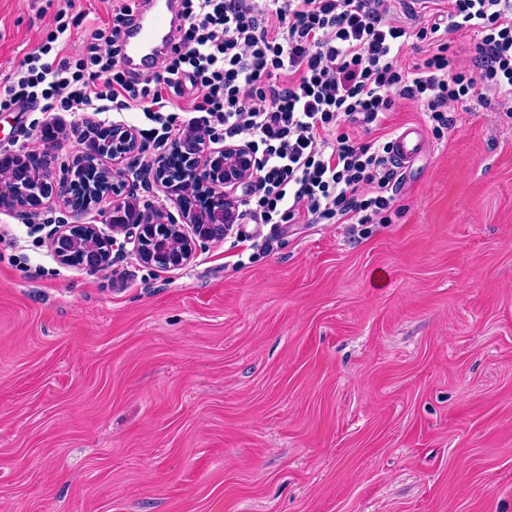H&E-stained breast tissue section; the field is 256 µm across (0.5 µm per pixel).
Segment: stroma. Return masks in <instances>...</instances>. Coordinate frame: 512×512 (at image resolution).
Masks as SVG:
<instances>
[{
	"instance_id": "stroma-1",
	"label": "stroma",
	"mask_w": 512,
	"mask_h": 512,
	"mask_svg": "<svg viewBox=\"0 0 512 512\" xmlns=\"http://www.w3.org/2000/svg\"><path fill=\"white\" fill-rule=\"evenodd\" d=\"M115 0H0V79L54 31L74 53ZM123 112H0V156L80 157ZM420 126L384 224H286L178 269L118 236L59 262L56 202L0 210V512H512V112Z\"/></svg>"
}]
</instances>
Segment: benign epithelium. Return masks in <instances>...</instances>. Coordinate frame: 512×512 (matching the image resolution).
Returning a JSON list of instances; mask_svg holds the SVG:
<instances>
[{
    "label": "benign epithelium",
    "mask_w": 512,
    "mask_h": 512,
    "mask_svg": "<svg viewBox=\"0 0 512 512\" xmlns=\"http://www.w3.org/2000/svg\"><path fill=\"white\" fill-rule=\"evenodd\" d=\"M205 135L198 130H189L175 142L171 154L183 160L179 179L167 173L168 160L161 159L157 167L144 170V177L160 184L165 197L173 201L184 223L192 226L195 239L180 235L175 218L158 206L149 213L142 212L136 202L135 186L121 179L122 172L99 170L98 156L85 150L80 166L92 173H100L112 186V202L106 222L116 230L136 229L133 249L137 257L159 268H178L193 257L196 242L211 243L224 237L226 226L233 223L237 215L236 191L258 165L255 155L244 144H227L221 148L205 149ZM141 145L134 131L121 124L112 125V159L134 158ZM51 149L42 153L24 152L0 157V208L16 210L27 217L50 199L58 200L76 218L71 224L58 227L53 234L55 256L67 263H79L87 270L96 272L104 268L112 255V237L100 232L95 224H84L81 218L90 208V195L73 201V169L61 170L55 177L49 170ZM24 166L29 169L47 170L42 192L24 193L15 171ZM212 190L210 212L204 216L190 210L185 200L205 188Z\"/></svg>",
    "instance_id": "1"
}]
</instances>
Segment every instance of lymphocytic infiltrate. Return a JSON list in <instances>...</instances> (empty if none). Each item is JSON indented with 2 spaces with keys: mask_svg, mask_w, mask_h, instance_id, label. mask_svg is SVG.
I'll use <instances>...</instances> for the list:
<instances>
[{
  "mask_svg": "<svg viewBox=\"0 0 512 512\" xmlns=\"http://www.w3.org/2000/svg\"><path fill=\"white\" fill-rule=\"evenodd\" d=\"M185 20L149 77L124 70L119 33L134 15L116 6L75 58L50 60L58 24L0 83V112L140 107L159 124L158 145L199 129L245 140L259 167L247 181L241 224H382L395 203L391 143L363 140L402 100L423 104L442 137L448 114L494 91L512 112V0H449L411 30L389 0H181ZM475 36L473 65L451 70L449 33ZM429 47L411 67L410 38ZM192 96L194 114L177 101Z\"/></svg>",
  "mask_w": 512,
  "mask_h": 512,
  "instance_id": "f902f5d3",
  "label": "lymphocytic infiltrate"
}]
</instances>
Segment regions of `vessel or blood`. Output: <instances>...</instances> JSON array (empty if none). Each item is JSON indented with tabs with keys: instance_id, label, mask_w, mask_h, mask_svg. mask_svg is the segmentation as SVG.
<instances>
[{
	"instance_id": "1",
	"label": "vessel or blood",
	"mask_w": 512,
	"mask_h": 512,
	"mask_svg": "<svg viewBox=\"0 0 512 512\" xmlns=\"http://www.w3.org/2000/svg\"><path fill=\"white\" fill-rule=\"evenodd\" d=\"M177 0H150L137 22L123 28L119 35L125 68L143 74L153 73L160 56L170 47V38L178 23ZM392 156L399 167H407L424 150L423 131L416 125L400 127L392 140Z\"/></svg>"
}]
</instances>
